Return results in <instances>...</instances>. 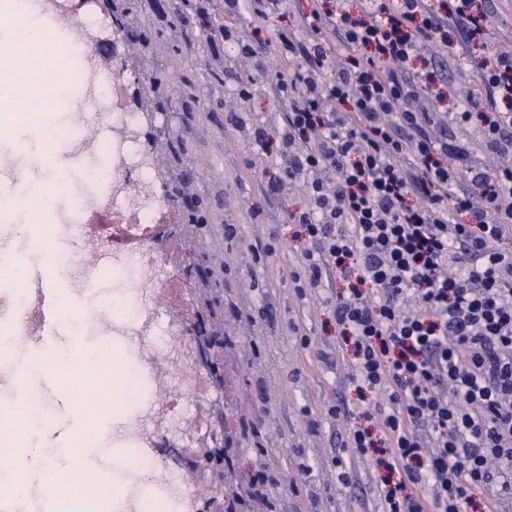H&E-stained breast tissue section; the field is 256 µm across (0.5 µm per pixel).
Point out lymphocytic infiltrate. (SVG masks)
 <instances>
[{
	"label": "lymphocytic infiltrate",
	"instance_id": "f902f5d3",
	"mask_svg": "<svg viewBox=\"0 0 512 512\" xmlns=\"http://www.w3.org/2000/svg\"><path fill=\"white\" fill-rule=\"evenodd\" d=\"M307 0L299 28L224 32L288 104L282 179L301 182L296 288L344 286L327 303L354 407L345 447L381 469L380 512H512V48L494 49L442 133L448 27L483 34L475 0ZM342 46L341 63L325 50ZM499 156L495 173L472 152Z\"/></svg>",
	"mask_w": 512,
	"mask_h": 512
}]
</instances>
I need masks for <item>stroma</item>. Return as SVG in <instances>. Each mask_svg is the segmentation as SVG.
Listing matches in <instances>:
<instances>
[{
    "mask_svg": "<svg viewBox=\"0 0 512 512\" xmlns=\"http://www.w3.org/2000/svg\"><path fill=\"white\" fill-rule=\"evenodd\" d=\"M133 11L139 24L123 49L127 63L142 67L150 86L142 142L160 189L173 200L162 237L171 278L155 303L178 312L187 329L205 327L221 352L202 372L199 402L207 410L219 407L215 426L227 420L247 425L234 432L227 450V483L246 494L247 474L264 468L280 475L266 488L273 512H376L371 460L352 459L354 488L338 482L332 465L346 422L327 410L358 400L325 303L342 281L336 277L330 286L297 293L288 274L299 265L304 242L290 216L308 200L298 190L272 191L288 161L276 154L258 161L251 139L261 126L271 145L281 141L286 105L264 81L277 60L270 54L244 56L225 41L224 0H213L205 17L180 0H133ZM229 24L253 38L248 16ZM248 78L254 94L239 98L237 87ZM272 232L279 238L276 255L256 261ZM188 279L195 286L189 307L182 303ZM120 289L110 276L79 291L55 281L56 299L95 311L96 323L79 334L61 326L16 339L0 369V384H11V368L34 345L68 353L78 340L96 351L99 362L115 360L106 339L108 313L100 303ZM304 333L311 338L306 349L299 344ZM25 384L48 405L47 428H32L30 438L57 459L72 426L71 391L36 372Z\"/></svg>",
    "mask_w": 512,
    "mask_h": 512,
    "instance_id": "stroma-1",
    "label": "stroma"
}]
</instances>
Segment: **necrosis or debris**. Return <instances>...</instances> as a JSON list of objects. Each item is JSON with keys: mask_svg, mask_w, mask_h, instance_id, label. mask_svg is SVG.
I'll list each match as a JSON object with an SVG mask.
<instances>
[{"mask_svg": "<svg viewBox=\"0 0 512 512\" xmlns=\"http://www.w3.org/2000/svg\"><path fill=\"white\" fill-rule=\"evenodd\" d=\"M63 6L71 14L68 51L81 72L79 98L84 106L68 130L71 163L86 179L69 187L53 212L50 234L25 238L22 250L14 257L24 262L31 255L47 252L58 263L62 260L60 245L73 239L107 253V264H81L73 273L71 284L79 289L104 276L121 275L126 285L125 305L113 314L107 334L113 344L124 349L128 362L139 364L141 371L120 387L118 396L124 403L159 416L162 423L156 429L141 416L125 421L112 445L133 451L135 458L129 466L145 469L156 489L154 502L159 512H195L189 474L172 469L163 457L170 448L190 445L183 419L196 413L197 403L182 393L161 400L148 392L155 371L180 380L196 376L200 367L194 342L182 337L180 327L152 303L154 292L169 276L157 242L158 224L170 202L158 194L150 167L139 149L145 114L127 105L124 74H116L107 83L90 66L93 44L89 36L101 28V19L75 11L72 0H64ZM91 124L112 127L114 133L85 142L79 133ZM102 157L109 161L108 173L103 177L98 174V160ZM90 196L97 197L98 207L93 224L87 225L80 223L79 217ZM36 286V280L27 276L16 282L10 293L13 334H26L41 317Z\"/></svg>", "mask_w": 512, "mask_h": 512, "instance_id": "1", "label": "necrosis or debris"}]
</instances>
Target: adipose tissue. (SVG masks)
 Returning a JSON list of instances; mask_svg holds the SVG:
<instances>
[{
  "label": "adipose tissue",
  "mask_w": 512,
  "mask_h": 512,
  "mask_svg": "<svg viewBox=\"0 0 512 512\" xmlns=\"http://www.w3.org/2000/svg\"><path fill=\"white\" fill-rule=\"evenodd\" d=\"M11 23L0 28V120L23 125L31 132L29 143L40 159L41 165L55 171L54 181H44L41 176L27 174L26 200L35 202L40 211H48L55 196L65 187V174L58 168L56 144L63 137L61 128L50 123L49 117L58 108L65 73L64 61L54 57L46 40L42 21L29 10L27 0H10ZM36 79L47 84L48 89L40 101L31 107L21 106L12 93L18 77ZM71 409L74 422L72 435L60 451L69 469L89 471L91 456L98 442V423L104 422L103 414H89L80 397H72ZM20 464L21 473L12 475L10 495L15 499L26 498L34 483H53L55 466L35 445L18 446L8 425H0V466L8 468Z\"/></svg>",
  "instance_id": "adipose-tissue-1"
}]
</instances>
